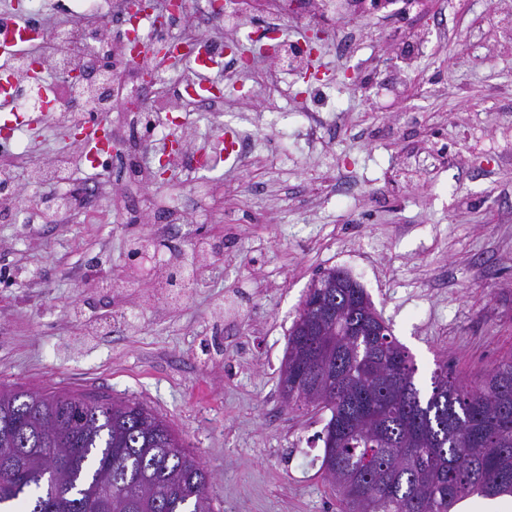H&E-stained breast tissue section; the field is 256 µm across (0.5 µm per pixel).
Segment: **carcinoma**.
I'll use <instances>...</instances> for the list:
<instances>
[{"label": "carcinoma", "instance_id": "1", "mask_svg": "<svg viewBox=\"0 0 512 512\" xmlns=\"http://www.w3.org/2000/svg\"><path fill=\"white\" fill-rule=\"evenodd\" d=\"M298 316L286 356L295 403L330 412L321 470L344 512H452L512 495V356L466 386L437 366L417 385L409 350L380 336H318ZM209 476L143 404L86 408L80 393L0 387V512H213Z\"/></svg>", "mask_w": 512, "mask_h": 512}]
</instances>
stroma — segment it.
<instances>
[{"label":"stroma","instance_id":"35a3bbf8","mask_svg":"<svg viewBox=\"0 0 512 512\" xmlns=\"http://www.w3.org/2000/svg\"><path fill=\"white\" fill-rule=\"evenodd\" d=\"M319 79L288 97L227 94L252 132L239 166L129 189L61 224L0 220V384L130 399L165 418L210 476L214 512H341L320 469L328 412L285 405L288 331L311 284L342 270L413 354L469 384L512 355V0H355L317 22ZM358 41L341 53L347 33ZM325 123L310 131L306 110ZM76 156L59 124L16 168ZM349 191H341V184ZM184 199L190 232L145 275L128 251L155 231L132 199ZM191 294H161L171 268Z\"/></svg>","mask_w":512,"mask_h":512}]
</instances>
